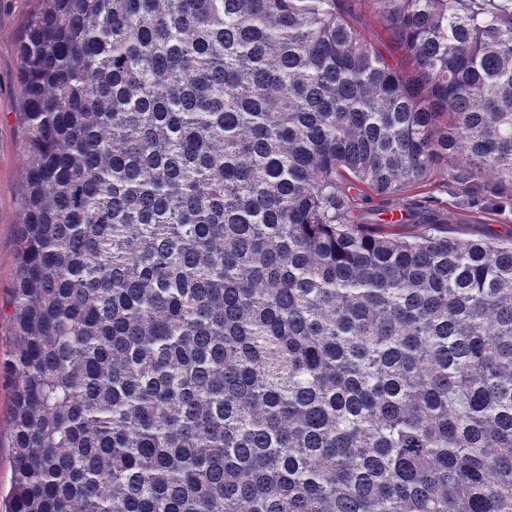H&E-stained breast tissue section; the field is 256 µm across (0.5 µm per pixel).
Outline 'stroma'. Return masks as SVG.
<instances>
[{
    "label": "stroma",
    "instance_id": "35a3bbf8",
    "mask_svg": "<svg viewBox=\"0 0 512 512\" xmlns=\"http://www.w3.org/2000/svg\"><path fill=\"white\" fill-rule=\"evenodd\" d=\"M37 0H0V512H8V491L13 477L11 458L12 391L16 375L9 366L17 342L8 319L17 264L16 235L19 221L18 199L23 189L26 157L24 126L19 112V45ZM448 168L440 166L425 188L439 198L441 215L448 219L450 232L477 238L494 230L502 237L512 236V201L497 198L476 187L472 195L484 205L483 211H466L447 189ZM351 218L361 224H393L409 203L408 195L387 200L384 208L365 201L361 191L353 193Z\"/></svg>",
    "mask_w": 512,
    "mask_h": 512
}]
</instances>
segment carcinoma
<instances>
[{"label":"carcinoma","mask_w":512,"mask_h":512,"mask_svg":"<svg viewBox=\"0 0 512 512\" xmlns=\"http://www.w3.org/2000/svg\"><path fill=\"white\" fill-rule=\"evenodd\" d=\"M12 512H512V0H40ZM352 4L356 23L371 36H374V38H377L382 42L381 48L387 57L390 55L399 64V66L407 70L409 65L406 59L401 55L395 45L387 40V35L384 31V23L380 15L368 6V4L363 2L354 0ZM450 166H440L433 174L428 185L419 192H405L397 198L384 201L386 204L385 211H378V207L369 204L363 198V192L357 189H351L350 194L354 196L353 209L351 212V220L361 224H396L401 218V213L405 217L403 208L411 200L409 196L422 193L421 195H434L443 203L440 205V213L448 217V230L454 234L466 238H478L485 234L488 229L494 230L497 234L504 238L512 235V204L510 196L508 199L496 198L486 192L482 187H473L471 195L483 203L482 208L489 210L478 212L473 210L469 212L462 210L461 206L456 205L458 195L455 184H448V169ZM424 189V190H423Z\"/></svg>","instance_id":"cac0c4a2"}]
</instances>
